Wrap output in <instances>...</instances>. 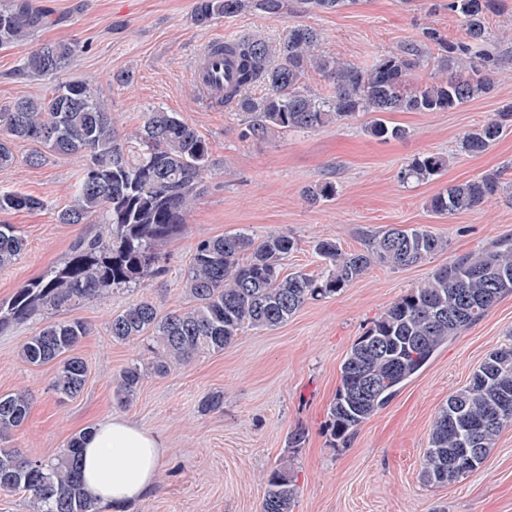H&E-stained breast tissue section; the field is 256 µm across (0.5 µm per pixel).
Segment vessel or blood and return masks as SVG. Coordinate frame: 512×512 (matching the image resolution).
Listing matches in <instances>:
<instances>
[{"label": "vessel or blood", "mask_w": 512, "mask_h": 512, "mask_svg": "<svg viewBox=\"0 0 512 512\" xmlns=\"http://www.w3.org/2000/svg\"><path fill=\"white\" fill-rule=\"evenodd\" d=\"M225 36L205 42L193 59L191 79L205 102L221 100L224 90L237 81L238 64L235 56L223 52Z\"/></svg>", "instance_id": "vessel-or-blood-1"}]
</instances>
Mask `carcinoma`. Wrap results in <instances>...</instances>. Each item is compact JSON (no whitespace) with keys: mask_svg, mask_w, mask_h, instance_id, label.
<instances>
[{"mask_svg":"<svg viewBox=\"0 0 512 512\" xmlns=\"http://www.w3.org/2000/svg\"><path fill=\"white\" fill-rule=\"evenodd\" d=\"M501 0H448L460 16L465 37L429 38L442 50L437 67L447 78L410 85L420 66L417 50L391 51L370 66L342 61L321 50L316 30L291 26L279 47L259 36L238 38L241 59L237 86L224 108L248 116L244 135L265 136L309 130L344 121L358 112H445L490 94L500 60L484 49L490 33L489 15ZM286 0H196L192 16L198 27L243 12L277 15ZM50 15L33 9L28 0H0V48L29 40L48 25ZM77 46L43 44L24 59L20 72L50 77L63 71ZM309 73L326 78L330 89L315 94L304 85ZM264 86L258 98L249 94ZM512 122V104L484 124L463 134L460 148L478 155L487 151ZM371 135L401 139L404 128L379 117ZM35 145L26 163L39 166L46 155L85 158L82 178L70 205L58 212L61 224L98 220L104 231L76 242L69 257L17 289L0 304V329L24 323L44 310L60 311L112 290L144 288L160 277L169 260L162 247L182 234L194 201L211 173L206 139L176 112L153 108L131 137L113 125L101 93L87 82H62L48 100L20 99L0 111V168L15 162L14 142ZM448 167V157L424 154L399 171L402 183L428 180ZM504 189L501 174L488 173L451 184L431 197L436 215L473 210ZM336 196V183L322 180L309 186L311 203ZM44 206L38 197L0 191V213ZM24 240L12 224H0V267L19 258ZM295 242L285 235L256 240L239 232L204 239L195 245L184 289L193 305L161 312L141 298L112 316V340L150 339L157 344L155 370L167 371L196 355L222 351L247 327L274 329L288 321L307 301L336 294L361 277L372 264L410 266L447 249L448 242L421 228H389L369 238L364 250L342 251L333 239L315 250L325 261L318 275L283 272V260ZM512 293V237H501L479 252L436 268L421 286L392 303L351 347L340 368V385L329 406L330 430L344 437L385 407L402 385L418 373L448 338L481 320L505 294ZM90 333L79 319L44 324L19 350L31 366L56 364L51 390L63 398L78 396L88 366L76 353ZM144 377L138 364L119 375L116 397L128 403ZM224 407L217 391L199 403L203 414ZM32 398L25 391L0 394V491L21 493L31 512H101L81 487L80 448L90 430L73 434L50 460L28 458L4 448L12 433L28 419ZM512 426V346L490 352L468 385L448 396L430 429L422 477L429 483L454 482L469 475L459 462L464 448L478 453L481 465L503 429ZM298 487L289 470L274 468L265 481L263 512H293Z\"/></svg>","mask_w":512,"mask_h":512,"instance_id":"cac0c4a2","label":"carcinoma"}]
</instances>
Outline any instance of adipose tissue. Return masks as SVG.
I'll return each mask as SVG.
<instances>
[{
    "label": "adipose tissue",
    "instance_id": "ef3b65f1",
    "mask_svg": "<svg viewBox=\"0 0 512 512\" xmlns=\"http://www.w3.org/2000/svg\"><path fill=\"white\" fill-rule=\"evenodd\" d=\"M161 448L157 436L127 419H101L83 444L86 496L117 510L139 500L154 484Z\"/></svg>",
    "mask_w": 512,
    "mask_h": 512
}]
</instances>
